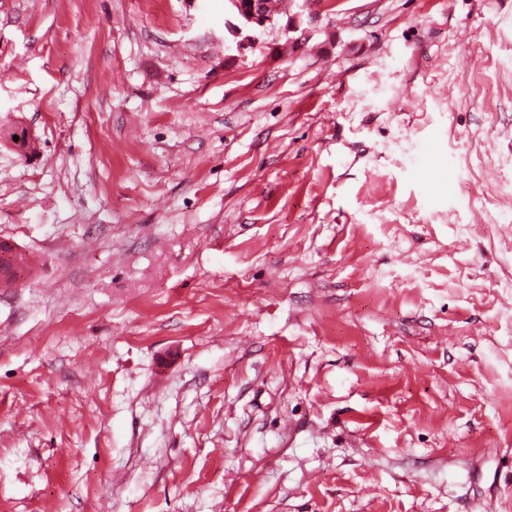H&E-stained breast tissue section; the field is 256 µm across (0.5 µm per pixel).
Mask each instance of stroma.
I'll return each mask as SVG.
<instances>
[{"instance_id": "obj_1", "label": "stroma", "mask_w": 512, "mask_h": 512, "mask_svg": "<svg viewBox=\"0 0 512 512\" xmlns=\"http://www.w3.org/2000/svg\"><path fill=\"white\" fill-rule=\"evenodd\" d=\"M224 20L0 0V512H512V0ZM225 28L229 35L228 49L241 50L251 47L257 32L274 22L278 14L273 0H226Z\"/></svg>"}]
</instances>
